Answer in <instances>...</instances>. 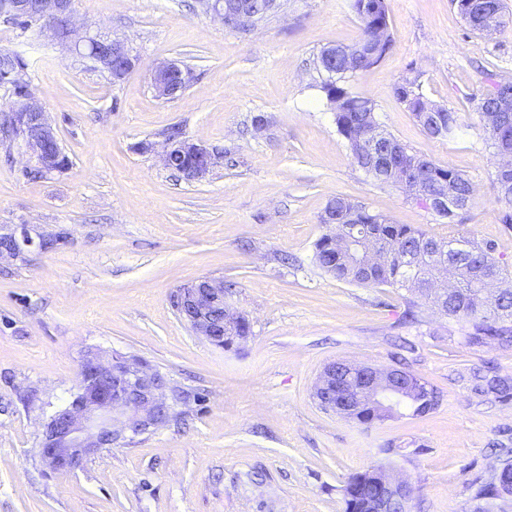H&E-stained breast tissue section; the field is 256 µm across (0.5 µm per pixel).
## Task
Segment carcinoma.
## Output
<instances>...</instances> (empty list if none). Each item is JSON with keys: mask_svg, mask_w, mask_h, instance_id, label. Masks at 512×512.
<instances>
[{"mask_svg": "<svg viewBox=\"0 0 512 512\" xmlns=\"http://www.w3.org/2000/svg\"><path fill=\"white\" fill-rule=\"evenodd\" d=\"M459 9L463 20L475 32H484V16L491 10L499 12L501 26L512 24V15L506 12L504 0H463ZM226 6L242 13V20L233 30L248 32L263 22L274 11L277 0H226ZM352 11L361 21V36L350 47H330L321 51L318 66L330 72L331 80L322 83L331 110L335 112L338 132L348 143L353 161L380 184L402 187L401 177L405 170L415 167L422 154L412 150L392 134L379 130L380 135L399 146L400 154L395 158L391 170L374 171L368 168L365 145L360 137V128L377 124L373 102L354 95L338 82L347 75L365 71L378 64L392 45L388 23L386 0H350ZM26 63L7 50H0V74L8 75L7 82L14 94L22 97L27 88ZM414 83L405 81L395 88L399 99L414 114L416 121L430 138H452L459 128L457 115L445 106L432 103L413 89ZM473 103L482 123L487 144L499 153L501 147L512 148V121L504 126L493 127L486 118L484 109L492 105L488 88L484 87L473 96ZM429 176L414 185L413 198L425 192L433 193L441 188L449 190L457 205L445 212H437L450 224L462 223V215L470 208L473 186L462 172L428 160ZM496 198L501 204L502 223L512 228V183L495 182ZM336 214H343L357 226L353 231L341 222L334 223V231L324 235L316 244V260L320 267L338 280L365 286H388L404 289L416 298L435 302L428 288L432 267L422 259L408 261L406 254L427 245L447 249V263L455 267L456 288L448 293L443 302V314L464 321L468 325L466 342L470 346H485L495 343L502 348H512V289L501 295L496 305L497 312L485 311V303L478 290L470 288L475 278L503 281L507 270L494 258L495 245L475 239L457 240L433 236L408 224H394L381 214L371 212L363 203L336 196L329 201ZM368 236L378 249L379 260L371 266V274L360 277L361 240ZM465 388L482 402H512V376L501 375L487 365L472 366L460 375ZM441 393L432 385L427 389L412 388L407 399V408L416 416L430 405L439 406ZM388 416V409L368 401L357 400L351 419L367 424ZM370 470L351 475L344 489L345 512H366L367 504L376 496L378 488L369 477Z\"/></svg>", "mask_w": 512, "mask_h": 512, "instance_id": "cac0c4a2", "label": "carcinoma"}]
</instances>
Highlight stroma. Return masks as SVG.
I'll return each mask as SVG.
<instances>
[{"mask_svg": "<svg viewBox=\"0 0 512 512\" xmlns=\"http://www.w3.org/2000/svg\"><path fill=\"white\" fill-rule=\"evenodd\" d=\"M73 8L91 33L127 40L140 66L114 82L49 33L0 21V49L26 62L70 159L27 176L25 147L0 144V226L65 237L0 260V512H344L349 476L373 465L412 485V512H474L468 482L496 467L493 445L512 448V404L479 402L459 375L481 363L512 374V348L467 345L463 322L409 307L405 290L336 280L315 243L328 201L343 196L438 237L494 242L512 285V229L471 100L484 73L512 80V24L479 34L454 0H387L391 50L345 82L382 129L470 179L472 205L450 225L374 181L337 131L317 57L359 39L349 0H278L247 34L197 0ZM172 60L193 79L161 98L149 73ZM406 80L456 112V137L425 134L395 94ZM174 128L222 151L205 179L140 150ZM203 276L230 285L247 340L215 347L178 315L177 289ZM90 349L143 360L192 397L167 425L54 473L38 455L42 423L75 392ZM335 361L406 369L442 401L423 416L344 418L313 396Z\"/></svg>", "mask_w": 512, "mask_h": 512, "instance_id": "1", "label": "stroma"}]
</instances>
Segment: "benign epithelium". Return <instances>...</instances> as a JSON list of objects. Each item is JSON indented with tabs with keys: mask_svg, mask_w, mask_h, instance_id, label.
<instances>
[{
	"mask_svg": "<svg viewBox=\"0 0 512 512\" xmlns=\"http://www.w3.org/2000/svg\"><path fill=\"white\" fill-rule=\"evenodd\" d=\"M207 13L231 26L233 17L226 11L224 0H209ZM33 16L39 29L58 35L56 22L68 19L69 34L65 48L79 57H89L112 80L120 81L138 65L139 59L128 44L119 39L101 40L85 30L80 32L73 19L72 0H0V17ZM186 80L185 71L176 62H167L155 68L151 86L157 96L166 98L182 90L170 78ZM370 139V160L373 163L391 162L392 153L379 148L376 132L367 133ZM23 142L30 161L46 173L53 172L61 153L56 131L49 113L34 102L31 95L22 98L19 111L8 120L0 116V142ZM219 156L193 139L180 135L165 139L161 160L169 169H177L189 181L206 178L217 165ZM0 239L8 246L0 250V259L26 260V255L37 250H50L48 242L63 240L62 235L31 234L28 225L20 231L2 232ZM224 283L201 277L180 288L174 295V307L193 332L212 345L224 343V328H236V338L248 337L250 327L242 314L234 311L227 298ZM360 388L373 402L391 403L401 394L398 370L378 369L361 365ZM76 392L61 408L51 414L42 425L39 454L54 472L78 468L88 457L114 445L152 432L170 419L173 398L164 375L137 359L120 354L104 356L98 351H87L78 371ZM342 394L344 383L335 372L324 369L317 380L315 392L327 393L330 386ZM379 495L371 505V512H392L398 505L406 507L414 494L409 483L392 478L382 468L376 470Z\"/></svg>",
	"mask_w": 512,
	"mask_h": 512,
	"instance_id": "benign-epithelium-1",
	"label": "benign epithelium"
}]
</instances>
